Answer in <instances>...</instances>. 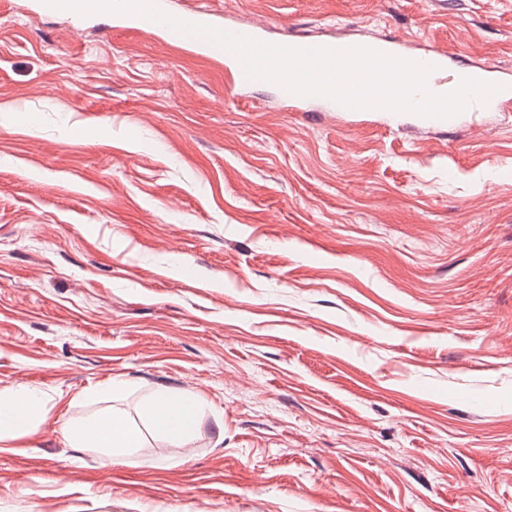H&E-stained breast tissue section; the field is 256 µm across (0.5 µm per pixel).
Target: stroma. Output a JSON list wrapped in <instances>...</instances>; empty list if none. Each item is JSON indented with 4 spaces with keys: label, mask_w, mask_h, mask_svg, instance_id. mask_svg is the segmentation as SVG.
Instances as JSON below:
<instances>
[{
    "label": "stroma",
    "mask_w": 512,
    "mask_h": 512,
    "mask_svg": "<svg viewBox=\"0 0 512 512\" xmlns=\"http://www.w3.org/2000/svg\"><path fill=\"white\" fill-rule=\"evenodd\" d=\"M0 0V512H512V108L224 101L220 60ZM274 40L403 39L512 75V0H174ZM199 396L191 459L63 426ZM46 404V394L37 388L18 385L0 389V442L29 435ZM64 434L72 448H102L103 466L127 463L133 449L143 447V432L130 422L126 411L118 406L91 412L73 424Z\"/></svg>",
    "instance_id": "1"
}]
</instances>
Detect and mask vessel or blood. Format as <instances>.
Masks as SVG:
<instances>
[{"instance_id": "1", "label": "vessel or blood", "mask_w": 512, "mask_h": 512, "mask_svg": "<svg viewBox=\"0 0 512 512\" xmlns=\"http://www.w3.org/2000/svg\"><path fill=\"white\" fill-rule=\"evenodd\" d=\"M155 3L165 12L173 13L175 18L198 24H207L222 30L247 36L259 41H266L267 28L260 23L242 24L229 19L220 10H200L187 8L174 10L170 0H155ZM110 21L114 27L128 31H150L162 35L165 40L174 46L191 47L197 57L203 60H223L228 79L224 84V97L228 100H237L243 97L245 91L253 87L254 82L246 77L238 59L231 53L214 46L206 41L194 39L176 32L160 23L148 18L129 14H110ZM289 47L295 49H310L327 47L333 49L352 47V40L328 36L320 38L300 37L289 40ZM368 48L395 56L401 59H409L412 62L430 66L431 71L426 78V88L430 93L440 95L444 92L445 85L459 86L466 78H473L487 83L497 84L499 90L492 95L485 105L487 111H499L503 103L512 101V76L502 73L496 66L486 64L482 66L458 65L449 67L448 57L438 51L427 49L421 53L411 55L405 49L404 43L394 37H384L368 41ZM279 95L286 108L293 109L299 106L318 103L322 111L336 112L340 106L327 98L311 99L308 96H299L280 89Z\"/></svg>"}]
</instances>
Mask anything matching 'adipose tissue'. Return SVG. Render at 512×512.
Returning a JSON list of instances; mask_svg holds the SVG:
<instances>
[{
	"mask_svg": "<svg viewBox=\"0 0 512 512\" xmlns=\"http://www.w3.org/2000/svg\"><path fill=\"white\" fill-rule=\"evenodd\" d=\"M120 390L117 382L97 386V395L110 400V407L88 413L64 430L71 447L102 449L107 467L126 464L133 449L142 447L144 440L140 427L130 422L124 409L112 403ZM46 404L45 393L37 388L18 385L0 389V442L29 435ZM200 405L192 393H173L160 386L143 401L141 409L155 437L189 449Z\"/></svg>",
	"mask_w": 512,
	"mask_h": 512,
	"instance_id": "ef3b65f1",
	"label": "adipose tissue"
}]
</instances>
